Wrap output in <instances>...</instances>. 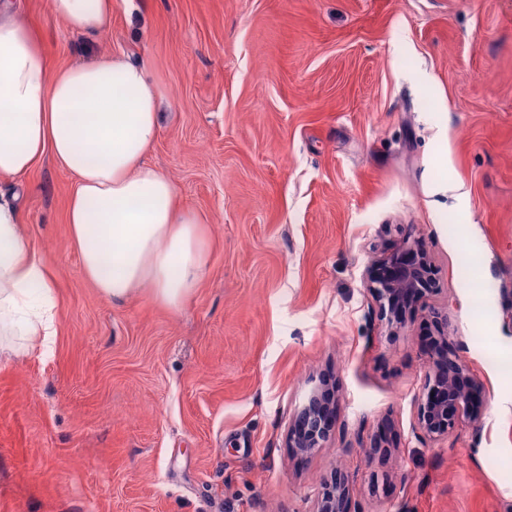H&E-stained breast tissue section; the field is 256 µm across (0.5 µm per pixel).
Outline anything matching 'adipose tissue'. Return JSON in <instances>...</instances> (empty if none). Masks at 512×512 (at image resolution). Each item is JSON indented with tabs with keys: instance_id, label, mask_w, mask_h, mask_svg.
Segmentation results:
<instances>
[{
	"instance_id": "obj_1",
	"label": "adipose tissue",
	"mask_w": 512,
	"mask_h": 512,
	"mask_svg": "<svg viewBox=\"0 0 512 512\" xmlns=\"http://www.w3.org/2000/svg\"><path fill=\"white\" fill-rule=\"evenodd\" d=\"M118 0H50L69 29L98 36ZM159 99L145 66L123 53L49 71L41 31L0 10V177L26 176L51 157L74 181L66 222L85 277L122 304L149 294L180 308L208 264L203 221L173 181L147 162ZM56 282L0 199V356L47 350Z\"/></svg>"
}]
</instances>
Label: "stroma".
Listing matches in <instances>:
<instances>
[{
  "instance_id": "obj_1",
  "label": "stroma",
  "mask_w": 512,
  "mask_h": 512,
  "mask_svg": "<svg viewBox=\"0 0 512 512\" xmlns=\"http://www.w3.org/2000/svg\"><path fill=\"white\" fill-rule=\"evenodd\" d=\"M12 3L52 68L145 65L149 161L210 259L179 309L112 305L69 242L71 176L46 158L0 179L58 282L51 354L0 360V512H311L337 473L359 512H512V374L488 362H512V0H122L93 39ZM440 178L466 205L432 206ZM406 233L485 388L482 430L441 442L414 431L428 328L389 336L367 289ZM323 379L335 431L299 457Z\"/></svg>"
}]
</instances>
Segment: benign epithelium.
<instances>
[{"mask_svg":"<svg viewBox=\"0 0 512 512\" xmlns=\"http://www.w3.org/2000/svg\"><path fill=\"white\" fill-rule=\"evenodd\" d=\"M388 274L372 280L369 291L388 326L403 322V313L425 304L436 278L422 246L408 237L400 249L380 260ZM438 335L429 338L428 369L417 398L414 430L418 437L436 442L448 438L463 423L480 429L484 417V387L463 362L448 336V317L437 312ZM334 431V415L325 390L316 388L298 409L290 427V446L303 455L324 447ZM349 483L338 474L318 491L312 512H350Z\"/></svg>","mask_w":512,"mask_h":512,"instance_id":"benign-epithelium-1","label":"benign epithelium"}]
</instances>
